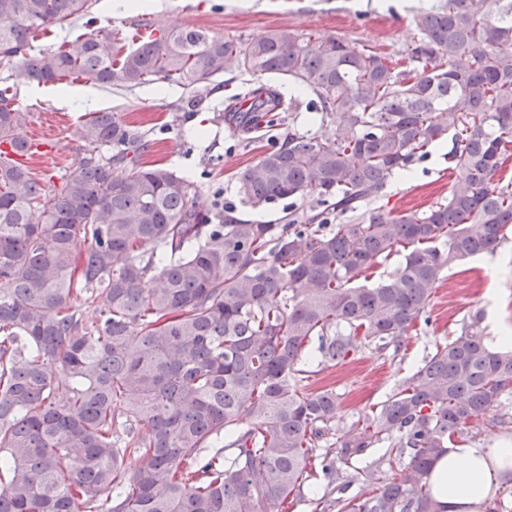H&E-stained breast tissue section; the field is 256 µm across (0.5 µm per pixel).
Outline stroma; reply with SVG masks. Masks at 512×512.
<instances>
[{
    "mask_svg": "<svg viewBox=\"0 0 512 512\" xmlns=\"http://www.w3.org/2000/svg\"><path fill=\"white\" fill-rule=\"evenodd\" d=\"M438 0H145L143 9H125L121 0H96L92 14L98 25L109 27L120 44L132 45L134 27L150 19L155 28L204 27L224 37L244 42L288 28L317 37H334L364 45L389 60L401 58L417 35L412 16ZM252 76L230 69L207 87L154 84L128 89L101 88L100 110L117 113L145 136L146 161L168 166L188 178L195 189L199 209L231 206L238 217L258 224H282L290 205L306 209L313 197L297 202L282 199L255 211L242 203L237 177L269 149L266 135L244 134L229 128L224 111L234 95L253 85ZM12 86L14 104L28 112L20 134L27 140L50 138L53 154L47 162L31 164L33 177L43 186L58 189L64 176L83 157L86 146L81 125L86 112L57 106L53 84L39 86L16 79L12 66L0 64V86ZM450 142L432 149L411 170L390 178L368 208L395 212L427 210L447 199L454 178L449 168ZM428 323L418 324L405 337L400 350L378 351L364 344L345 361L322 364L316 345H309L301 361L308 370V389L336 391L340 407L336 436L344 438L351 426L378 408L403 379L413 374L437 346L477 323L483 336L494 334L495 325L512 323V263L506 270L481 255L446 269L431 298ZM512 440V395L466 429L475 440L492 433Z\"/></svg>",
    "mask_w": 512,
    "mask_h": 512,
    "instance_id": "obj_1",
    "label": "stroma"
}]
</instances>
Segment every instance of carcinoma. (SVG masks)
<instances>
[{"label":"carcinoma","mask_w":512,"mask_h":512,"mask_svg":"<svg viewBox=\"0 0 512 512\" xmlns=\"http://www.w3.org/2000/svg\"><path fill=\"white\" fill-rule=\"evenodd\" d=\"M91 9L0 0V63L39 84L110 88L205 86L235 66L256 78L224 115L242 131L299 109L278 86L307 90L325 131L288 130L238 191L252 209L314 196L321 210L286 224L203 213L189 181L143 162L147 141L110 111L88 115V155L59 190L0 163V512H285L318 474L331 487L320 512H437L431 466L512 389V349L471 323L341 441L339 397L304 390L299 365L314 339L326 362L364 341L401 348L428 321L443 271L512 232V177L499 176L512 146V0L416 13L400 70L286 28L254 42L182 28L122 50L98 27L25 54L35 31ZM27 116L0 88V146L28 144ZM447 137L448 199L422 213L364 208ZM393 255L388 278L357 283ZM147 277L160 286L141 288ZM96 288L107 304L90 319L78 300ZM383 441L408 462L365 472L367 496L333 497L342 466ZM134 452L143 463L129 473Z\"/></svg>","instance_id":"obj_1"}]
</instances>
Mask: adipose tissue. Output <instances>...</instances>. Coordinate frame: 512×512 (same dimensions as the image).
Segmentation results:
<instances>
[{"instance_id": "1", "label": "adipose tissue", "mask_w": 512, "mask_h": 512, "mask_svg": "<svg viewBox=\"0 0 512 512\" xmlns=\"http://www.w3.org/2000/svg\"><path fill=\"white\" fill-rule=\"evenodd\" d=\"M428 481L440 512H494L499 494L512 489V441L491 436L449 445Z\"/></svg>"}]
</instances>
